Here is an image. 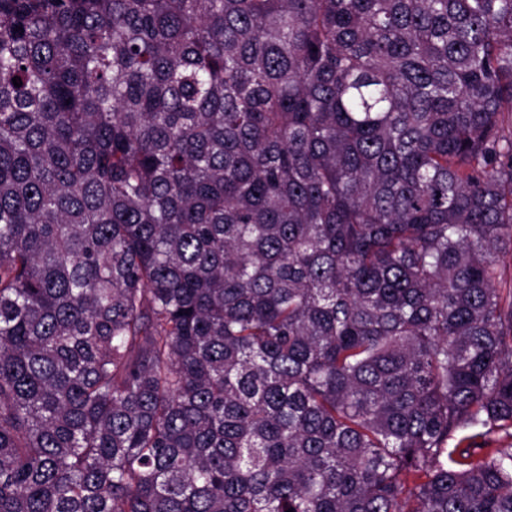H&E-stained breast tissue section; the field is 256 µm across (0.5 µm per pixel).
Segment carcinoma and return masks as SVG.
<instances>
[{"instance_id":"1","label":"carcinoma","mask_w":512,"mask_h":512,"mask_svg":"<svg viewBox=\"0 0 512 512\" xmlns=\"http://www.w3.org/2000/svg\"><path fill=\"white\" fill-rule=\"evenodd\" d=\"M508 252L512 0H0V512H512Z\"/></svg>"}]
</instances>
